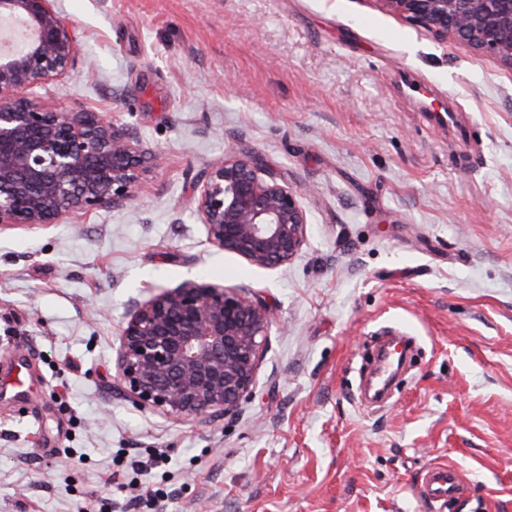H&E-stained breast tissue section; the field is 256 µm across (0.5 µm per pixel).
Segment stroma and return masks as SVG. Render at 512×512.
Masks as SVG:
<instances>
[{"instance_id": "obj_1", "label": "stroma", "mask_w": 512, "mask_h": 512, "mask_svg": "<svg viewBox=\"0 0 512 512\" xmlns=\"http://www.w3.org/2000/svg\"><path fill=\"white\" fill-rule=\"evenodd\" d=\"M58 6L81 55L30 97L111 113L162 159L127 207L0 228V361L35 365L0 393V512H512V69L378 0ZM231 150L302 188L290 264L207 243L188 197ZM186 280L278 318L235 419L114 385L131 306ZM391 334L412 349L371 405ZM435 465L464 480L444 507L420 492Z\"/></svg>"}]
</instances>
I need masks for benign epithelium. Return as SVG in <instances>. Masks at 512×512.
<instances>
[{
    "label": "benign epithelium",
    "instance_id": "1",
    "mask_svg": "<svg viewBox=\"0 0 512 512\" xmlns=\"http://www.w3.org/2000/svg\"><path fill=\"white\" fill-rule=\"evenodd\" d=\"M57 0H0V23L33 38L0 54V224L43 226L130 203L160 153L103 112L51 109L28 96L69 75L81 46ZM436 39L452 37L512 67V0H377ZM213 246L276 268L307 242L298 187L231 151L193 183ZM273 313L235 289L187 281L135 303L120 329L116 383L136 405L175 420L236 415L257 386Z\"/></svg>",
    "mask_w": 512,
    "mask_h": 512
}]
</instances>
